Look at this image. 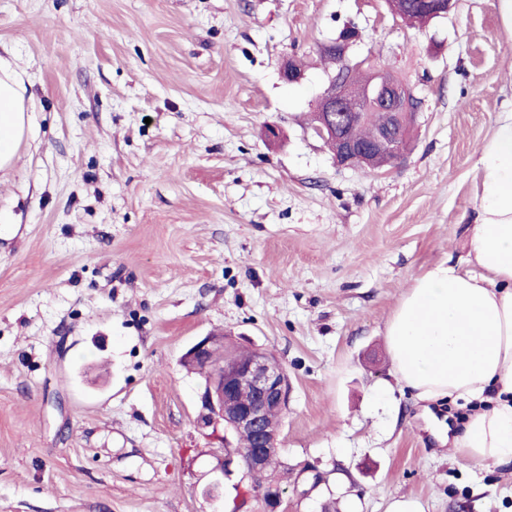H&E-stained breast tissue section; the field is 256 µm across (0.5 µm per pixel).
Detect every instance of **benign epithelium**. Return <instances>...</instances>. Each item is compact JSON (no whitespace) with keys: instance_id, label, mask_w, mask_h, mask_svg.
Segmentation results:
<instances>
[{"instance_id":"7a95c632","label":"benign epithelium","mask_w":512,"mask_h":512,"mask_svg":"<svg viewBox=\"0 0 512 512\" xmlns=\"http://www.w3.org/2000/svg\"><path fill=\"white\" fill-rule=\"evenodd\" d=\"M456 0H389L395 17L409 22L410 15L426 12L434 19L448 15ZM321 102L326 113L320 114L314 126L316 135L333 140L336 161L347 167L377 170L397 161L405 152L408 135L418 106L413 94L403 83L378 69L369 70L363 84L328 75ZM373 107L391 113L392 123L380 129L369 141H360L352 134L353 126ZM216 339L206 336L185 353L184 358L202 364L199 372L204 385L199 393L201 412L198 426L225 428L239 436H248L252 444L238 453L245 474L252 481L262 480L259 492L276 488L270 480L269 458L278 447L279 430L268 426L270 410L288 407L290 387L285 371L273 357L256 351L244 361L224 358L219 366L210 365L207 353Z\"/></svg>"}]
</instances>
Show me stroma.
<instances>
[{
  "instance_id": "obj_1",
  "label": "stroma",
  "mask_w": 512,
  "mask_h": 512,
  "mask_svg": "<svg viewBox=\"0 0 512 512\" xmlns=\"http://www.w3.org/2000/svg\"><path fill=\"white\" fill-rule=\"evenodd\" d=\"M347 25L421 100L379 171L309 121ZM0 57L31 116L0 171V512H268L240 470L201 494L240 445L196 424L182 356L211 333L288 375L284 512H512V466L440 445L383 339L415 276L466 257L512 109L497 0L420 29L385 0H0Z\"/></svg>"
}]
</instances>
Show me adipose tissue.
<instances>
[{"mask_svg":"<svg viewBox=\"0 0 512 512\" xmlns=\"http://www.w3.org/2000/svg\"><path fill=\"white\" fill-rule=\"evenodd\" d=\"M21 76L0 59V170L9 168L28 115ZM475 210L466 261L444 256L414 278L386 321L384 341L401 390L471 411L452 436L474 466L512 463V110L499 113L474 165Z\"/></svg>","mask_w":512,"mask_h":512,"instance_id":"1","label":"adipose tissue"}]
</instances>
